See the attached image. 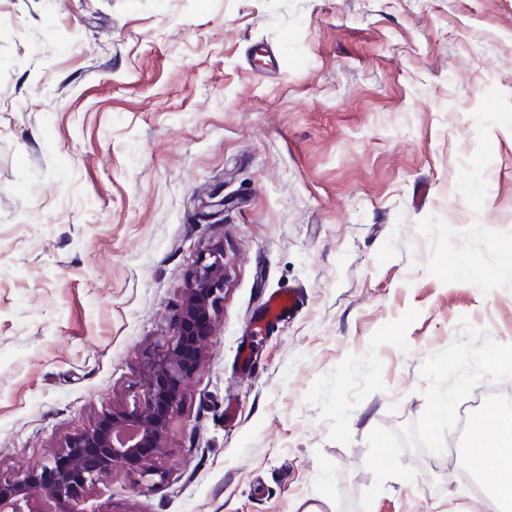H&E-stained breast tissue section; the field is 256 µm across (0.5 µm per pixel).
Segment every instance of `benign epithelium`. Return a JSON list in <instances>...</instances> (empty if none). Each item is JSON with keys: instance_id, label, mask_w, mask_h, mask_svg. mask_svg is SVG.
I'll list each match as a JSON object with an SVG mask.
<instances>
[{"instance_id": "obj_1", "label": "benign epithelium", "mask_w": 512, "mask_h": 512, "mask_svg": "<svg viewBox=\"0 0 512 512\" xmlns=\"http://www.w3.org/2000/svg\"><path fill=\"white\" fill-rule=\"evenodd\" d=\"M226 263L220 250L200 258L192 269L173 333L165 349L147 358L143 399L133 409L114 410L66 441L47 462L0 482V512H25L31 492L49 501L51 512H85L79 507L90 485L107 479L119 462L138 472L164 454L169 423L177 412L183 387L197 371L205 342L216 329L224 303Z\"/></svg>"}]
</instances>
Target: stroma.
Returning <instances> with one entry per match:
<instances>
[{
  "label": "stroma",
  "mask_w": 512,
  "mask_h": 512,
  "mask_svg": "<svg viewBox=\"0 0 512 512\" xmlns=\"http://www.w3.org/2000/svg\"><path fill=\"white\" fill-rule=\"evenodd\" d=\"M511 246L512 0H0L2 480L140 401L219 249L164 456L85 512H474ZM297 300L298 297L292 290L288 293L271 294L265 300L264 307L258 316L269 321H278L292 312Z\"/></svg>",
  "instance_id": "1"
}]
</instances>
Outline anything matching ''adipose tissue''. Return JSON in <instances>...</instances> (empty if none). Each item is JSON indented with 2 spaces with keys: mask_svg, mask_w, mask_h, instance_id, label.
I'll return each instance as SVG.
<instances>
[{
  "mask_svg": "<svg viewBox=\"0 0 512 512\" xmlns=\"http://www.w3.org/2000/svg\"><path fill=\"white\" fill-rule=\"evenodd\" d=\"M464 467L471 474L493 469L494 479L480 496L486 512H512V414L500 415L498 439L487 441L476 429L468 431V453Z\"/></svg>",
  "mask_w": 512,
  "mask_h": 512,
  "instance_id": "obj_1",
  "label": "adipose tissue"
}]
</instances>
